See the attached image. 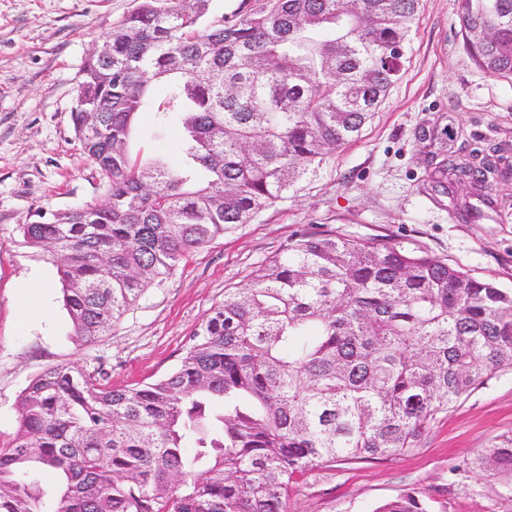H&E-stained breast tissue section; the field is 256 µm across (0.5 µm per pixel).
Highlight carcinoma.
<instances>
[{
  "label": "carcinoma",
  "mask_w": 512,
  "mask_h": 512,
  "mask_svg": "<svg viewBox=\"0 0 512 512\" xmlns=\"http://www.w3.org/2000/svg\"><path fill=\"white\" fill-rule=\"evenodd\" d=\"M210 2L141 0L114 24L112 61L87 59L72 113L106 208L20 225L57 259L83 341L356 141L405 67L420 5L240 0L216 14ZM458 13L475 64L512 82V0H458ZM154 81L169 87L161 101ZM145 110L183 129L180 167L130 153ZM446 135L427 184L470 223L496 209L507 149L463 158ZM508 370L512 290L402 242L304 230L224 292L169 374L122 389L70 364L34 378L0 448V512H288L298 477L413 451ZM463 468L512 487V433ZM433 503L412 489L373 512Z\"/></svg>",
  "instance_id": "cac0c4a2"
}]
</instances>
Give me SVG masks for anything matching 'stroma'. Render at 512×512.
I'll return each instance as SVG.
<instances>
[{"label": "stroma", "mask_w": 512, "mask_h": 512, "mask_svg": "<svg viewBox=\"0 0 512 512\" xmlns=\"http://www.w3.org/2000/svg\"><path fill=\"white\" fill-rule=\"evenodd\" d=\"M139 3L0 0V447L17 431L20 393L52 366L104 368L117 389L168 374L225 289L246 287L307 225L354 240L415 245L512 289V197L476 223L456 220L448 197L424 184L432 149L417 138L444 115L457 132L451 148L459 154L512 143V83L482 72L467 53L457 0H422L410 61L360 139L336 151L288 198L192 252L109 335L78 340L55 263L24 243L20 226L40 209L100 199L71 112L85 61ZM155 125L153 113L139 115L141 146L178 162L180 127L159 132ZM510 431L507 371L441 416L421 448L307 472L288 510L373 512L403 491L425 489L444 512H512V490L460 469L476 449Z\"/></svg>", "instance_id": "obj_1"}]
</instances>
